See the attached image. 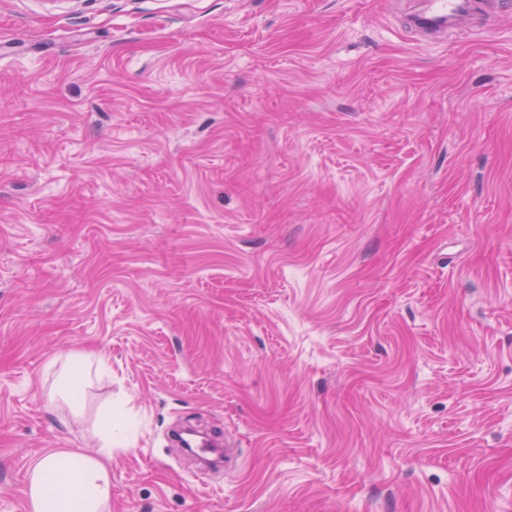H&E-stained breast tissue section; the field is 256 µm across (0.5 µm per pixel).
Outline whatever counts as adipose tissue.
Here are the masks:
<instances>
[{
	"mask_svg": "<svg viewBox=\"0 0 512 512\" xmlns=\"http://www.w3.org/2000/svg\"><path fill=\"white\" fill-rule=\"evenodd\" d=\"M104 364L94 363L84 353L68 355L60 377L71 403L79 395L92 373H104ZM100 448L96 455H84L59 449L40 456L28 471V512H109L112 481L108 462L112 457V429L98 433Z\"/></svg>",
	"mask_w": 512,
	"mask_h": 512,
	"instance_id": "ef3b65f1",
	"label": "adipose tissue"
}]
</instances>
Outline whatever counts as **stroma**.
I'll use <instances>...</instances> for the list:
<instances>
[{
  "label": "stroma",
  "instance_id": "obj_1",
  "mask_svg": "<svg viewBox=\"0 0 512 512\" xmlns=\"http://www.w3.org/2000/svg\"><path fill=\"white\" fill-rule=\"evenodd\" d=\"M420 2L0 0V512L107 417L111 512H512V15ZM94 361L85 353H74L66 357L60 377L66 385V394L71 403L79 405V394L91 378Z\"/></svg>",
  "mask_w": 512,
  "mask_h": 512
}]
</instances>
